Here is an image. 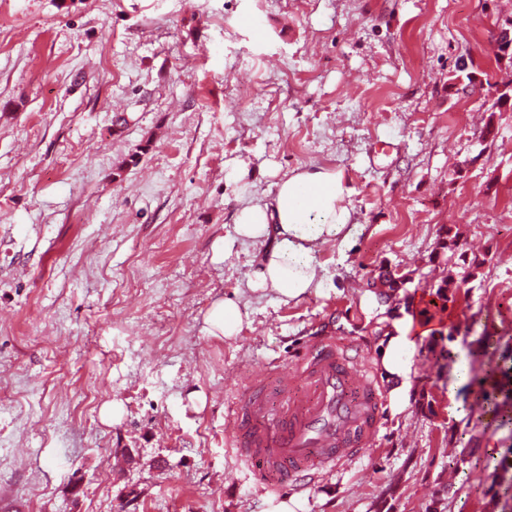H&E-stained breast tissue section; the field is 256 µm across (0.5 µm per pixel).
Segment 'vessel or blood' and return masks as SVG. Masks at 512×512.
Wrapping results in <instances>:
<instances>
[{"instance_id":"vessel-or-blood-1","label":"vessel or blood","mask_w":512,"mask_h":512,"mask_svg":"<svg viewBox=\"0 0 512 512\" xmlns=\"http://www.w3.org/2000/svg\"><path fill=\"white\" fill-rule=\"evenodd\" d=\"M380 405L357 358L334 337L317 336L272 387L242 389L229 441L242 461L261 463V478L297 480L356 463L375 443Z\"/></svg>"}]
</instances>
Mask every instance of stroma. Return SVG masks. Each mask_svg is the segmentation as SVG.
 <instances>
[{"mask_svg":"<svg viewBox=\"0 0 512 512\" xmlns=\"http://www.w3.org/2000/svg\"><path fill=\"white\" fill-rule=\"evenodd\" d=\"M510 17L512 0H0V512H512V398L452 406L446 358L512 366V63L493 45ZM311 166L344 171L356 226L284 303L247 287L234 218ZM451 233L482 263L438 318L410 302L447 275ZM397 271L386 311L368 284ZM222 298L248 313L230 338L204 330ZM404 308L426 330L405 410L383 405L359 462L261 492L226 444L239 391L327 333L389 392L380 341Z\"/></svg>","mask_w":512,"mask_h":512,"instance_id":"stroma-1","label":"stroma"}]
</instances>
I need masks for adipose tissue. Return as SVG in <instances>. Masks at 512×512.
<instances>
[{
	"instance_id": "1",
	"label": "adipose tissue",
	"mask_w": 512,
	"mask_h": 512,
	"mask_svg": "<svg viewBox=\"0 0 512 512\" xmlns=\"http://www.w3.org/2000/svg\"><path fill=\"white\" fill-rule=\"evenodd\" d=\"M349 196L342 170L296 169L277 183L270 203L240 208L235 216L236 238L252 247L248 288L287 302L321 287L318 249L326 243L346 242L355 227ZM413 349L407 316L394 318L381 340L380 365L397 413L405 409L413 389Z\"/></svg>"
}]
</instances>
